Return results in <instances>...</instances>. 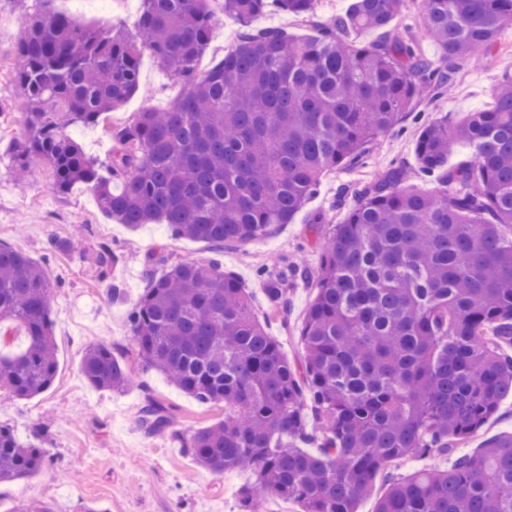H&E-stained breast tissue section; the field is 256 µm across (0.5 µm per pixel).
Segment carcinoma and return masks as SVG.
Returning <instances> with one entry per match:
<instances>
[{"instance_id": "cac0c4a2", "label": "carcinoma", "mask_w": 512, "mask_h": 512, "mask_svg": "<svg viewBox=\"0 0 512 512\" xmlns=\"http://www.w3.org/2000/svg\"><path fill=\"white\" fill-rule=\"evenodd\" d=\"M40 2L16 49L22 136L9 158L23 176L42 162L58 194L89 187L102 212L129 228L165 224L216 252L262 238L291 223L324 175L361 163L405 118L416 125L410 172L397 167L359 193L322 246L300 366L221 263L187 260L148 276L130 312L137 360L198 402L224 406V417L185 436L149 396L146 431L171 432L217 474L250 472L239 512H264L267 495L300 512H357L380 480L376 512H512V435L475 452L455 448L512 395V74L492 108L452 128L411 114L418 97L448 92L461 66L497 46L512 0H420L437 67L392 26L404 0H352L330 20L317 16L318 0H224L239 37L205 70L210 0H141L130 30L79 27ZM269 10L314 34L256 26ZM369 29L382 39L350 40ZM145 53L183 93L109 130L112 152L100 161L70 131L104 122L138 92ZM462 146L471 160L448 166ZM120 261L98 242L101 276ZM297 275L305 267L260 272L273 309L288 310L284 284ZM51 299L47 266L0 243V327L26 338L19 351L0 345V389L11 398L38 395L54 379ZM81 371L104 392L134 382L125 351L102 343L87 348ZM431 454L449 458L448 468L393 472ZM49 460L0 424V483Z\"/></svg>"}]
</instances>
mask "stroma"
I'll return each mask as SVG.
<instances>
[{
  "instance_id": "35a3bbf8",
  "label": "stroma",
  "mask_w": 512,
  "mask_h": 512,
  "mask_svg": "<svg viewBox=\"0 0 512 512\" xmlns=\"http://www.w3.org/2000/svg\"><path fill=\"white\" fill-rule=\"evenodd\" d=\"M36 6V0H0V243L26 251L50 271L58 365L51 386L42 394L28 400L0 397V424L12 427L24 441L36 428H43L36 445L51 457L31 477L0 484V512H11L20 501L49 503L56 512H82L87 505L102 512H236L238 492L248 473L214 474L198 464L178 439L179 434L223 418V407L200 403L161 373L139 366L134 369L135 385L124 393L95 390L82 375L81 359L89 345L105 343L132 351L129 312L147 286V271L164 272L163 266H150L153 254H164L172 265L215 256L206 243L170 237L162 224L133 230L115 223L101 212L89 190L53 192L46 172L24 185L16 182L5 156L20 134L22 98L15 79V50L24 34L22 18ZM52 7L79 25L130 29L139 15L140 0H111L105 12L97 0H54ZM508 72L512 73V27L503 31L496 50L459 70L452 95L424 97L416 109L424 118L445 117L453 123L469 112L491 108L497 84ZM140 85L141 92L111 113L107 127L72 130V137L89 155L107 160L112 150L108 128L131 123L147 108L167 106L183 90L147 54L140 61ZM413 130L412 121H404L402 129L376 141L364 165L324 177L292 223L277 226L261 239L225 248L218 256L225 269L243 282L258 320L289 362L303 359L299 331L314 290L308 281L288 279L290 310L280 314L265 298L259 269L271 265L284 269L295 263L317 267L326 237L347 211L339 201L340 190H354L413 161ZM317 212L324 214L325 222L314 233L308 221ZM71 237L76 243L69 253L47 255L49 239ZM103 239L122 257L107 278L99 277L90 259ZM115 280L124 288V299L117 303L109 297ZM148 395L172 409L178 434H149L139 426L137 411Z\"/></svg>"
}]
</instances>
